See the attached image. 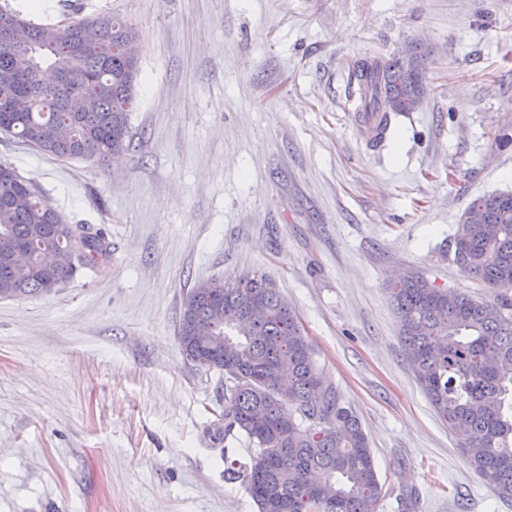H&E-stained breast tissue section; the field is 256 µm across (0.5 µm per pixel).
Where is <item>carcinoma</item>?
Listing matches in <instances>:
<instances>
[{
  "instance_id": "obj_1",
  "label": "carcinoma",
  "mask_w": 512,
  "mask_h": 512,
  "mask_svg": "<svg viewBox=\"0 0 512 512\" xmlns=\"http://www.w3.org/2000/svg\"><path fill=\"white\" fill-rule=\"evenodd\" d=\"M101 25L97 39L78 29ZM72 36L27 23L29 65L13 69V50L0 31V130L63 159L105 165L131 148L139 33L124 19L74 15ZM430 49L360 60L364 112H406L428 95ZM0 163V298L45 295L79 273L112 260L105 228L70 225L14 167ZM488 223L459 224L443 255L491 293L482 298L440 287L411 273L390 287L401 342L435 412L465 435L469 465L499 497L512 499V193L480 196ZM195 285L177 339L193 366L224 373V436L238 431L257 448L241 475L259 512H376L382 485L358 417L342 405L320 373L314 350L274 282L247 273ZM332 493L318 497L313 481Z\"/></svg>"
}]
</instances>
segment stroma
Listing matches in <instances>:
<instances>
[{
    "label": "stroma",
    "instance_id": "35a3bbf8",
    "mask_svg": "<svg viewBox=\"0 0 512 512\" xmlns=\"http://www.w3.org/2000/svg\"><path fill=\"white\" fill-rule=\"evenodd\" d=\"M140 34L131 152L56 158L0 132V161L112 261L0 299V512H257L224 462V377L185 362L198 282L272 279L359 417L377 512H512L469 466L400 340L410 272L485 295L442 252L469 203L512 192V0H92ZM431 47L423 107L357 135L352 64Z\"/></svg>",
    "mask_w": 512,
    "mask_h": 512
}]
</instances>
